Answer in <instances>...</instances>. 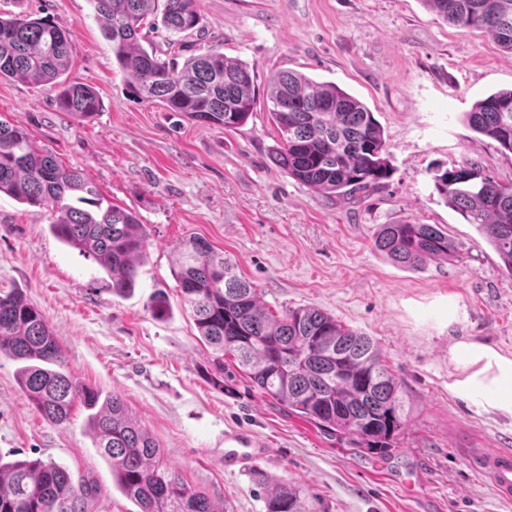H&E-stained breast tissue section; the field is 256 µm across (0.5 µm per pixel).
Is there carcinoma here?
<instances>
[{
	"mask_svg": "<svg viewBox=\"0 0 512 512\" xmlns=\"http://www.w3.org/2000/svg\"><path fill=\"white\" fill-rule=\"evenodd\" d=\"M103 34L112 42L118 69L134 97L158 102L202 124L243 126L253 113L255 75L247 64L218 50L192 55L177 67L141 45L143 29L161 26L185 37L199 28L198 0H94ZM455 27L484 30L512 52V0H423ZM74 46L71 33L43 18L0 15V80L58 87L60 111L76 121L102 108L96 90L63 78ZM269 112L279 131L270 150L274 165L327 197L351 198L390 177L384 130L357 98L331 83L281 71L267 81ZM470 127L512 153V89L473 105ZM434 187L448 205L495 248L512 274V183L483 173L474 163L438 169ZM51 210L52 233L92 258L109 276L112 293L136 284L146 234L136 215L115 205L81 207L96 189L81 172L38 148L27 129L0 119V194ZM374 246L392 260L419 268L426 261H456L459 247L438 224H383ZM178 293L202 342L239 369L289 412L344 436L353 448L382 454L404 425L401 384L372 340L315 308L279 316L262 304L235 265L201 237L178 246ZM23 363L20 386L46 419L67 422L76 404L90 411L88 426L112 476L139 512H218L211 498L190 487L161 458L149 432L133 419L122 398L101 399L98 390L62 370L60 346L40 310L17 291L0 294V355ZM98 486L73 481L52 460H0V512H86ZM267 512H311L300 492L272 488Z\"/></svg>",
	"mask_w": 512,
	"mask_h": 512,
	"instance_id": "1",
	"label": "carcinoma"
}]
</instances>
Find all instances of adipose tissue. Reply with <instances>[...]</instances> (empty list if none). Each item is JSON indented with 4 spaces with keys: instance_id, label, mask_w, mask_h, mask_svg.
Listing matches in <instances>:
<instances>
[{
    "instance_id": "1",
    "label": "adipose tissue",
    "mask_w": 512,
    "mask_h": 512,
    "mask_svg": "<svg viewBox=\"0 0 512 512\" xmlns=\"http://www.w3.org/2000/svg\"><path fill=\"white\" fill-rule=\"evenodd\" d=\"M449 354L465 370L464 377L452 383V391L475 401L480 411L512 418V357L475 340L454 344Z\"/></svg>"
}]
</instances>
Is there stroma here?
I'll list each match as a JSON object with an SVG mask.
<instances>
[{
	"instance_id": "stroma-1",
	"label": "stroma",
	"mask_w": 512,
	"mask_h": 512,
	"mask_svg": "<svg viewBox=\"0 0 512 512\" xmlns=\"http://www.w3.org/2000/svg\"><path fill=\"white\" fill-rule=\"evenodd\" d=\"M199 10L193 35L175 43L159 28L145 41L166 60L215 48L253 68V115L233 130L133 98L92 0H0L1 13L27 11L69 30L66 78L94 87L103 103L79 123L56 107V87L4 79L0 119L25 126L37 147L95 186L102 205L133 210L146 230L136 286L118 296L93 260L53 235L48 209L0 194V291L35 304L68 373L119 395L164 462L221 512H266L269 489L284 484L315 512H512L465 457L512 448V418L457 397L450 385L462 369L449 356L464 340L512 356V275L433 182L435 168L466 160L512 183V154L466 121L475 101L512 88V53L422 0H199ZM284 70L336 84L373 112L391 167L383 186L329 199L271 162L278 130L266 81ZM400 222L445 227L459 260L418 271L389 260L375 232ZM192 236L224 251L271 312L318 308L372 338L405 401L388 452L349 447L283 412L236 366L217 367L173 275L177 247ZM159 296L168 303L161 318ZM88 415L78 404L66 423L43 418L21 390L18 362L0 355V457L51 459L93 480L100 492L87 512H138L95 448ZM235 434L268 456L225 467Z\"/></svg>"
}]
</instances>
